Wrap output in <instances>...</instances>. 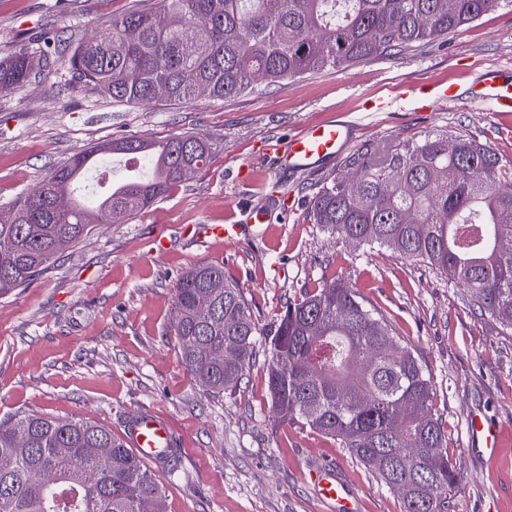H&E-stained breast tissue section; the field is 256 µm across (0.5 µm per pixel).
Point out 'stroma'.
<instances>
[{
  "label": "stroma",
  "instance_id": "35a3bbf8",
  "mask_svg": "<svg viewBox=\"0 0 512 512\" xmlns=\"http://www.w3.org/2000/svg\"><path fill=\"white\" fill-rule=\"evenodd\" d=\"M133 0H0V58L43 38H90ZM489 69L512 79V0L449 35L447 42L291 78L224 100L122 104L72 94L60 64L0 94V207L33 190L91 145L125 137L194 134L210 162L127 220L97 225L27 285L0 296V420L37 413L87 419L122 436L128 418L153 411L177 446L154 466L166 512H336L310 479L329 465L358 512H400L396 494L347 449L298 423H273L267 351L240 386L202 391L181 361L171 330L173 296L188 268L212 263L238 280L263 330L304 290L342 278L384 311L416 349L434 389V411L459 477L448 512H512V335L475 313L462 288L385 249L353 251L313 224L309 202L323 183L350 176L348 161L383 141L419 142L451 133L486 144L512 168V115L486 100L439 102L421 113L367 112L365 97L401 82H453L469 89ZM336 120L350 139L337 157L272 172L268 152L302 127ZM249 168L241 181L238 171ZM269 209L271 223H243ZM233 224L232 243L201 242L185 229ZM165 237L163 253L155 240ZM495 423V454L475 451L470 420Z\"/></svg>",
  "mask_w": 512,
  "mask_h": 512
}]
</instances>
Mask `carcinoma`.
I'll list each match as a JSON object with an SVG mask.
<instances>
[{"label":"carcinoma","mask_w":512,"mask_h":512,"mask_svg":"<svg viewBox=\"0 0 512 512\" xmlns=\"http://www.w3.org/2000/svg\"><path fill=\"white\" fill-rule=\"evenodd\" d=\"M501 0H158L133 4L94 37L60 51L75 94L126 103L224 100L309 72L401 52L448 35ZM36 76L34 56L0 59V93ZM137 157L139 173L82 194L105 155ZM212 154L194 135L129 137L92 146L0 209V295L28 284L95 224L129 218L199 172ZM310 201L313 222L356 250L385 248L446 273L480 316L512 334V172L476 140L438 134L369 147ZM172 331L182 363L211 395L236 388L263 335L224 267L178 280ZM272 418L332 439L401 502V512H448L458 477L448 459L433 383L389 317L342 279L288 303L268 337ZM108 452L100 453L98 449ZM0 512H164L150 466L90 420L24 414L0 422Z\"/></svg>","instance_id":"carcinoma-1"}]
</instances>
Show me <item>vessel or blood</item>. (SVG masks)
Returning a JSON list of instances; mask_svg holds the SVG:
<instances>
[{"label": "vessel or blood", "instance_id": "vessel-or-blood-1", "mask_svg": "<svg viewBox=\"0 0 512 512\" xmlns=\"http://www.w3.org/2000/svg\"><path fill=\"white\" fill-rule=\"evenodd\" d=\"M478 84L480 95L490 101L494 112H512V83L501 82L497 71L491 70L482 75ZM458 92V86L453 83L402 82L382 96L367 99L363 108L368 112H387L411 99L417 103L419 111L429 112L436 100L457 98ZM348 132L347 125L336 122L306 126L279 146L280 164L285 168L305 169L321 159L334 156ZM472 433L481 438L484 453L495 452L499 430L494 424L474 418ZM124 441L140 458L157 464L163 463L165 452L176 444L168 421L151 411H139L130 417ZM311 478L325 498L335 501L336 512H357L356 501L345 494L334 474L319 471L312 473Z\"/></svg>", "mask_w": 512, "mask_h": 512}]
</instances>
